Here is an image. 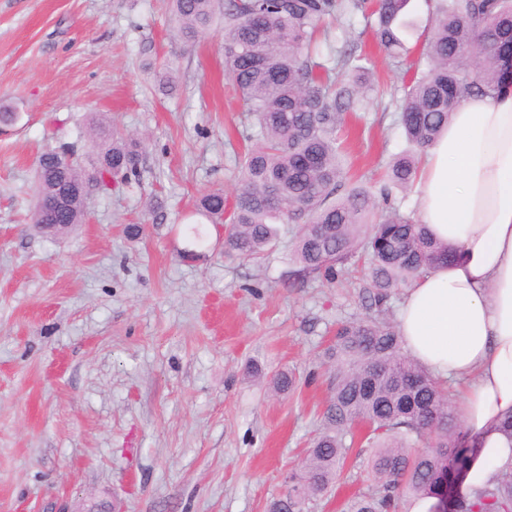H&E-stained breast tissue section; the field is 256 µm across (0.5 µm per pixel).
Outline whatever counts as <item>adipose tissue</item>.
Returning <instances> with one entry per match:
<instances>
[{
  "instance_id": "ef3b65f1",
  "label": "adipose tissue",
  "mask_w": 512,
  "mask_h": 512,
  "mask_svg": "<svg viewBox=\"0 0 512 512\" xmlns=\"http://www.w3.org/2000/svg\"><path fill=\"white\" fill-rule=\"evenodd\" d=\"M419 223L455 249L400 305L408 354L462 382L459 415L477 448L460 496L512 472V88L464 98L428 149Z\"/></svg>"
}]
</instances>
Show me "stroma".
Masks as SVG:
<instances>
[{
	"label": "stroma",
	"mask_w": 512,
	"mask_h": 512,
	"mask_svg": "<svg viewBox=\"0 0 512 512\" xmlns=\"http://www.w3.org/2000/svg\"><path fill=\"white\" fill-rule=\"evenodd\" d=\"M358 38L378 83L401 85L361 21L337 23L334 45ZM1 103L22 118L0 133V512H268L321 426L320 353L364 310L357 277L293 284L295 225L258 261L225 255L215 229L193 249V205L234 199L250 130L221 28L181 39L167 0H0ZM95 118L141 138L139 175L44 237L37 160L61 147L87 158ZM408 148L397 112L373 102L342 156L376 195ZM254 361L264 378L247 376ZM283 370L289 395L267 382ZM369 455L354 444L310 512L367 488Z\"/></svg>",
	"instance_id": "stroma-1"
}]
</instances>
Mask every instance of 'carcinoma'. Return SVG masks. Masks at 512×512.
Returning <instances> with one entry per match:
<instances>
[{
  "label": "carcinoma",
  "instance_id": "obj_1",
  "mask_svg": "<svg viewBox=\"0 0 512 512\" xmlns=\"http://www.w3.org/2000/svg\"><path fill=\"white\" fill-rule=\"evenodd\" d=\"M409 0H171L178 34L194 41L224 18V71L253 119L255 131L240 161L234 203L224 193L202 195L195 213L224 227V251L257 261L279 240V225L297 226L291 260L299 282L341 279L357 256L365 257V314L341 323L323 349L331 372L330 397L320 431L295 471L288 493L269 512H308L326 495L350 455L346 438L358 430L372 449V484L354 493L341 512H400L407 501L442 497L452 473H462L475 448L463 439L447 388L403 348L386 317L391 295L409 288L453 248L433 237L389 200V187L414 184L419 158L438 139L462 100L512 80V0H435L432 28L421 54L411 57L403 38ZM362 15L379 49L409 75L389 105L411 149L387 168L382 200L348 180L340 162L339 132L346 117L365 111L372 86L355 45L322 55L318 34L328 18ZM478 58L476 66L466 56ZM97 150L87 161L62 151L38 159L33 223L61 238L86 218L85 204L108 180L137 174L141 142L101 120L92 127ZM78 187L65 213L48 207L68 187ZM274 389L295 390L281 372ZM451 512H512V473L450 503Z\"/></svg>",
  "mask_w": 512,
  "mask_h": 512
}]
</instances>
